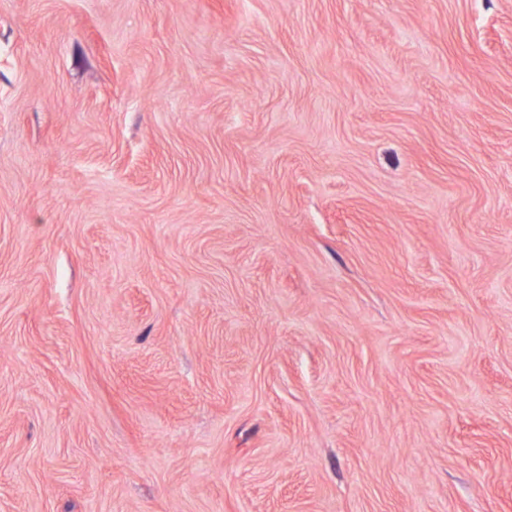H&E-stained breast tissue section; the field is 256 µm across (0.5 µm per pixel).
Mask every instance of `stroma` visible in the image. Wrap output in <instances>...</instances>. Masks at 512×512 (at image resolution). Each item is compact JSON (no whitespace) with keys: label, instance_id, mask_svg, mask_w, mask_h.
Returning <instances> with one entry per match:
<instances>
[{"label":"stroma","instance_id":"1","mask_svg":"<svg viewBox=\"0 0 512 512\" xmlns=\"http://www.w3.org/2000/svg\"><path fill=\"white\" fill-rule=\"evenodd\" d=\"M0 512H512V0H0Z\"/></svg>","mask_w":512,"mask_h":512}]
</instances>
